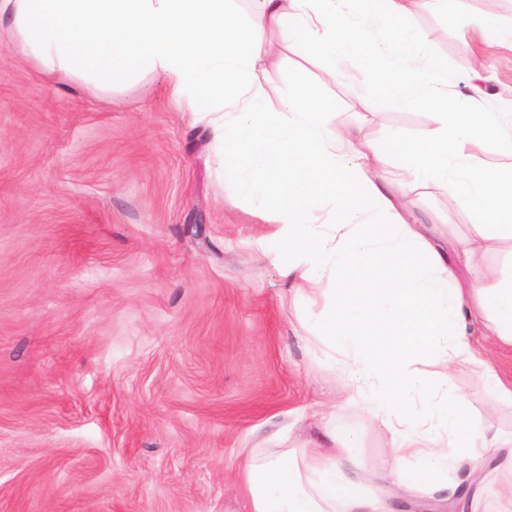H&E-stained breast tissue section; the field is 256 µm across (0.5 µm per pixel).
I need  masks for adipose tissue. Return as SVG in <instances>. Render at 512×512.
<instances>
[{
  "label": "adipose tissue",
  "mask_w": 512,
  "mask_h": 512,
  "mask_svg": "<svg viewBox=\"0 0 512 512\" xmlns=\"http://www.w3.org/2000/svg\"><path fill=\"white\" fill-rule=\"evenodd\" d=\"M417 2L259 0L245 19L231 0H0V19L48 75L118 87L163 74L171 98L221 144L225 185L272 224L257 244L294 303L312 288L330 293L309 330L344 380L343 403L388 428L399 464L391 493L366 492L354 453L304 447L260 458L245 448L242 512H394L410 491H451L452 476L484 480L488 463L512 471V432L489 433L452 376L468 369L512 406V377L489 366L469 331L482 309L486 337L512 353V279L462 275L492 244L512 243V174L472 167L463 154L480 137L512 150V96L495 112L457 105L446 61L408 22ZM282 46L319 55L334 80L348 78L343 63L355 58L365 107L426 103L432 127L417 141L394 135L381 153L309 88L282 97L265 84ZM388 156L415 186H451L453 203L479 215L476 236L436 244L406 223L379 174Z\"/></svg>",
  "instance_id": "1"
}]
</instances>
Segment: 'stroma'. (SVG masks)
Wrapping results in <instances>:
<instances>
[{
    "label": "stroma",
    "mask_w": 512,
    "mask_h": 512,
    "mask_svg": "<svg viewBox=\"0 0 512 512\" xmlns=\"http://www.w3.org/2000/svg\"><path fill=\"white\" fill-rule=\"evenodd\" d=\"M512 0H426L412 24L448 62L460 107L495 111L512 90V45L486 18ZM265 81L303 82L344 121L386 143L419 139L429 108L364 109L354 82L312 54L282 51ZM211 127L147 73L105 93L49 79L0 26V512H237L239 449L329 447L321 406L342 380L322 365L306 317L251 243L265 223L224 185ZM385 185L409 223L471 235L449 190ZM454 383L495 430L512 408L467 370ZM336 431L386 491L390 434L337 406Z\"/></svg>",
    "instance_id": "35a3bbf8"
}]
</instances>
